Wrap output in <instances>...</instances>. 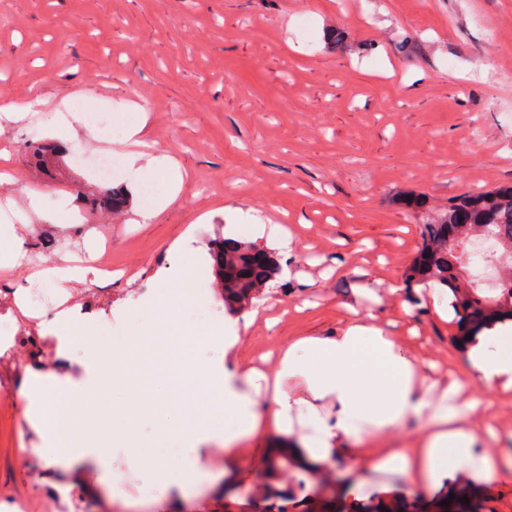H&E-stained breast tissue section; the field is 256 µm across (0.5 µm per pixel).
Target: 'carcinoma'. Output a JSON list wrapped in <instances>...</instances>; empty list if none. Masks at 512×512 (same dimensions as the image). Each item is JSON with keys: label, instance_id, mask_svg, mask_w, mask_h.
I'll use <instances>...</instances> for the list:
<instances>
[{"label": "carcinoma", "instance_id": "1", "mask_svg": "<svg viewBox=\"0 0 512 512\" xmlns=\"http://www.w3.org/2000/svg\"><path fill=\"white\" fill-rule=\"evenodd\" d=\"M428 253L423 264L415 261L406 272L411 285H445L452 289L461 325L490 320L485 310L512 308V263L500 274L499 293L492 300L465 273L464 255L477 239L493 238L502 253L512 259V188L468 192L448 202V209L420 228Z\"/></svg>", "mask_w": 512, "mask_h": 512}]
</instances>
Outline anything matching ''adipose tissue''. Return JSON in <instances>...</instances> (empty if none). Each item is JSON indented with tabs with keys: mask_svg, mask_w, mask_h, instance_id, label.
Segmentation results:
<instances>
[{
	"mask_svg": "<svg viewBox=\"0 0 512 512\" xmlns=\"http://www.w3.org/2000/svg\"><path fill=\"white\" fill-rule=\"evenodd\" d=\"M172 251L182 287L160 275L150 303L132 310L124 334L92 336L68 310L57 314L53 331L62 349H87L90 378L78 385L66 375L35 373L20 389L28 421L42 432L35 453L43 466L95 472L114 494L122 475L112 463L121 454L131 469L150 472L137 488L139 498L166 494L178 504L200 479L249 471L252 441L272 427L320 469L353 452L361 481L376 472L398 474L409 489L423 490L463 473V481L447 485L458 499L477 500L479 480L512 470V454L482 448L496 431L467 424L478 400L463 399L459 381L421 375L397 337L373 325L371 310L336 335L289 343L268 368L240 362L231 320L210 331L214 356L192 359L182 342L181 314L193 300L195 257L182 239ZM466 366L487 387L512 390V323L471 342ZM195 379L204 380L205 391L190 390ZM148 417L156 425L145 438L139 425ZM412 420L423 421V433L404 447H384L394 429ZM211 441L223 442L225 466L206 454ZM171 443L177 456L166 451Z\"/></svg>",
	"mask_w": 512,
	"mask_h": 512,
	"instance_id": "obj_1",
	"label": "adipose tissue"
}]
</instances>
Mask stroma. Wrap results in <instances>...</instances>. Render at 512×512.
Returning <instances> with one entry per match:
<instances>
[{"mask_svg": "<svg viewBox=\"0 0 512 512\" xmlns=\"http://www.w3.org/2000/svg\"><path fill=\"white\" fill-rule=\"evenodd\" d=\"M28 88L27 116L0 119V224L18 225L27 255L0 271V323L15 338L0 355V500L7 512H176L167 498L126 506L81 484L78 475L37 466L40 443L17 390L32 370L85 381L82 359L58 357L45 325L56 312L41 269L64 257H110L114 274L71 288L67 302L90 329L119 335L133 307L150 298L158 274L178 281L171 244L190 234L204 266L184 314L203 330L228 310L210 248L229 224H280L292 242L288 275L251 303L257 317L239 329L246 363L263 365L301 336H332L370 303L423 375L459 380L479 400L480 426L512 431V393L469 376L456 320L418 300L405 272L420 246L419 227L399 204L413 192L436 217L451 197L512 185V0H0V106ZM78 112L67 140L53 138L61 112ZM145 123L149 157H167L184 182L150 221L145 200L122 210L93 199L136 177L123 140L129 121ZM51 145L37 159L29 143ZM109 154V180L94 162ZM41 197V212L29 206ZM71 218L59 224L57 211ZM29 291L43 319L22 315ZM276 318L267 326V318ZM269 432L257 443L253 473L233 494L205 492L177 512H258ZM408 496L412 512H438L447 487L409 494L394 474H372L353 499Z\"/></svg>", "mask_w": 512, "mask_h": 512, "instance_id": "35a3bbf8", "label": "stroma"}]
</instances>
